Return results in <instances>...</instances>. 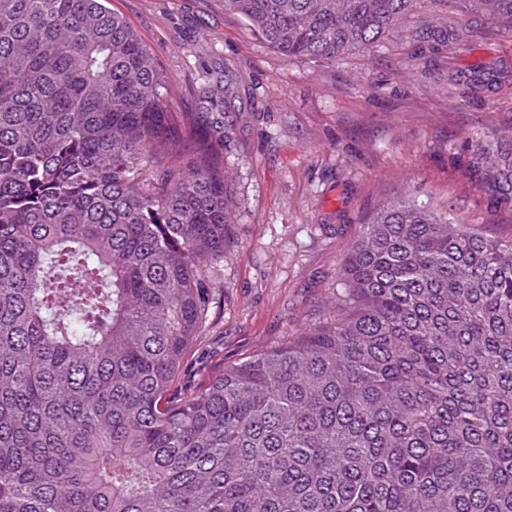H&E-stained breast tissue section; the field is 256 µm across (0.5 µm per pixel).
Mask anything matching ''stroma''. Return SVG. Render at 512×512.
Instances as JSON below:
<instances>
[{"label":"stroma","mask_w":512,"mask_h":512,"mask_svg":"<svg viewBox=\"0 0 512 512\" xmlns=\"http://www.w3.org/2000/svg\"><path fill=\"white\" fill-rule=\"evenodd\" d=\"M111 4L151 48L173 111L193 110L194 89L225 70L237 79L224 115L235 222L180 387L332 312L360 224L391 200L512 238V34L483 13L421 2L380 47L330 62L285 59L221 0ZM448 20L459 40L427 39Z\"/></svg>","instance_id":"35a3bbf8"}]
</instances>
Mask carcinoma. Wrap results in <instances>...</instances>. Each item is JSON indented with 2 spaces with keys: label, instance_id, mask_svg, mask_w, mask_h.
I'll use <instances>...</instances> for the list:
<instances>
[{
  "label": "carcinoma",
  "instance_id": "obj_1",
  "mask_svg": "<svg viewBox=\"0 0 512 512\" xmlns=\"http://www.w3.org/2000/svg\"><path fill=\"white\" fill-rule=\"evenodd\" d=\"M512 33V0H465ZM283 57L414 0H222ZM108 0H0V512H512V239L397 199L335 311L177 393L234 221L233 77L172 116Z\"/></svg>",
  "mask_w": 512,
  "mask_h": 512
}]
</instances>
